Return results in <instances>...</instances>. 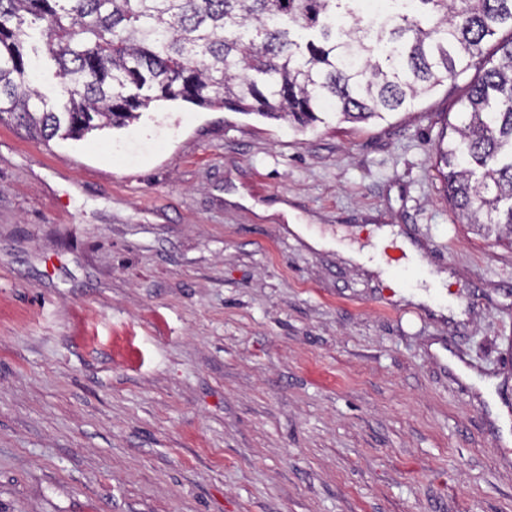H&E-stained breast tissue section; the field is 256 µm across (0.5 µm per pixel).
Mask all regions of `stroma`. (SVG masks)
Returning <instances> with one entry per match:
<instances>
[{"label":"stroma","instance_id":"obj_1","mask_svg":"<svg viewBox=\"0 0 512 512\" xmlns=\"http://www.w3.org/2000/svg\"><path fill=\"white\" fill-rule=\"evenodd\" d=\"M461 94L303 130L1 122L0 512H512V245L435 167ZM383 225L465 320L309 240Z\"/></svg>","mask_w":512,"mask_h":512}]
</instances>
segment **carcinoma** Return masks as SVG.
<instances>
[{"mask_svg": "<svg viewBox=\"0 0 512 512\" xmlns=\"http://www.w3.org/2000/svg\"><path fill=\"white\" fill-rule=\"evenodd\" d=\"M358 0H0V122L45 141L123 126L158 100L302 126L364 122L448 81L466 85L437 166L448 202L512 244V0H407L339 27ZM40 31L60 100L32 85ZM476 69L479 75L468 78Z\"/></svg>", "mask_w": 512, "mask_h": 512, "instance_id": "cac0c4a2", "label": "carcinoma"}]
</instances>
